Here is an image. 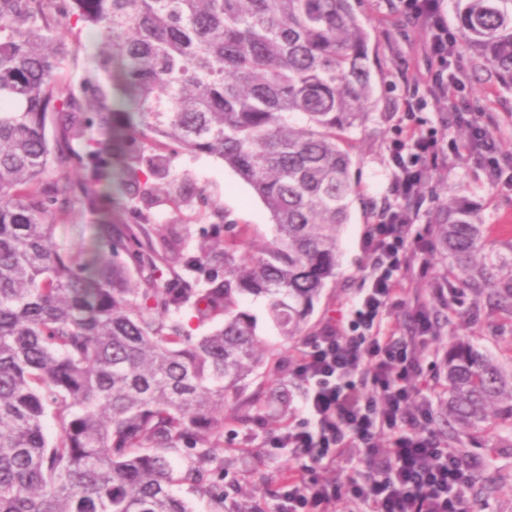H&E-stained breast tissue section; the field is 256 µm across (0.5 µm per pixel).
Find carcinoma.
<instances>
[{
    "label": "carcinoma",
    "instance_id": "carcinoma-1",
    "mask_svg": "<svg viewBox=\"0 0 512 512\" xmlns=\"http://www.w3.org/2000/svg\"><path fill=\"white\" fill-rule=\"evenodd\" d=\"M452 2L465 48L512 88V0ZM82 31L105 50L79 94L67 66ZM368 39L351 0H0V512H193L175 486L214 494L224 402L251 421L248 380L272 369L241 299H263L291 340L336 276L360 196L349 135L376 95ZM93 128L118 142L121 186L145 210L223 217L174 168L214 155L261 199L272 238L246 265V227L192 251L175 224L152 235L144 213L109 215L88 259L60 254L55 226L112 195L70 178L101 156ZM435 224L460 288L512 305V248L489 246L460 200ZM190 312L218 325L192 341ZM444 379L452 429L512 435V370L459 339Z\"/></svg>",
    "mask_w": 512,
    "mask_h": 512
}]
</instances>
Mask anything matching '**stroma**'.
<instances>
[{"mask_svg":"<svg viewBox=\"0 0 512 512\" xmlns=\"http://www.w3.org/2000/svg\"><path fill=\"white\" fill-rule=\"evenodd\" d=\"M356 10L370 34L369 56L376 78V101L364 126L350 140L352 173L361 185V196L342 230L336 276L324 288L304 337L317 335L369 286L371 258L366 232L384 203L392 199L389 146L397 130L408 123L404 101L425 95L437 69L422 27L405 14L400 0H358ZM456 65L463 82L458 108L478 113L498 137L503 152L512 155V90L500 86L466 51L458 52ZM174 165L177 172L188 174L197 186L219 197L227 221L252 229V237L240 248L242 254L253 256L271 238L266 207L221 159L206 154L181 155ZM459 198L475 210L496 248L504 250L512 245V168L494 178L478 160H450L447 169L432 173L421 192L417 228L433 222L437 205ZM100 222V213L77 207L56 227L59 251L72 256L88 251L97 242ZM447 266L440 245L432 244L426 267L411 268L407 280L409 295L419 296L429 311L441 316L440 325L421 352L423 376L430 384L442 381L444 357L451 342L459 338L501 363L512 360V313L504 306L476 301L468 292L445 306L436 300L433 290L445 282ZM259 334L277 345L278 369L251 377L246 393L262 396L272 390H287L288 408L282 413L259 404L253 410V422L242 424L234 418V403L226 402L224 431L213 440L216 456L224 460V474L216 479L221 495L200 496L186 485L176 489L178 495L192 502L195 512H239L243 507L250 512L257 506L274 512L281 476L292 464L291 459L276 458L267 440L301 416L303 388L294 377L293 354L304 338L282 340L273 325L262 318ZM456 449L459 455L481 463L471 490L476 512H512V437L493 427L470 431L460 435Z\"/></svg>","mask_w":512,"mask_h":512,"instance_id":"stroma-1","label":"stroma"}]
</instances>
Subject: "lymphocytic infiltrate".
<instances>
[{
  "mask_svg": "<svg viewBox=\"0 0 512 512\" xmlns=\"http://www.w3.org/2000/svg\"><path fill=\"white\" fill-rule=\"evenodd\" d=\"M403 3L424 29L438 63L430 96L445 101L455 124L469 129L467 138L446 142L414 125L400 129L391 145L397 170L392 193L404 200L416 197L419 185L449 158H479L494 175L502 154L496 136L455 104L460 81L449 75L448 61L456 37L438 0ZM416 216L391 208L372 224L370 288L297 353L295 372L306 384L302 416L268 445L303 454L309 464L284 476L277 512H329L343 497L365 512H472L469 490L479 463L449 452L431 430L433 405L419 382V352L434 323L420 302L408 330L386 319L405 291V257L430 249L428 232L414 228ZM353 443L364 450L368 470L362 477L343 484L310 479L313 468L334 466Z\"/></svg>",
  "mask_w": 512,
  "mask_h": 512,
  "instance_id": "lymphocytic-infiltrate-1",
  "label": "lymphocytic infiltrate"
}]
</instances>
